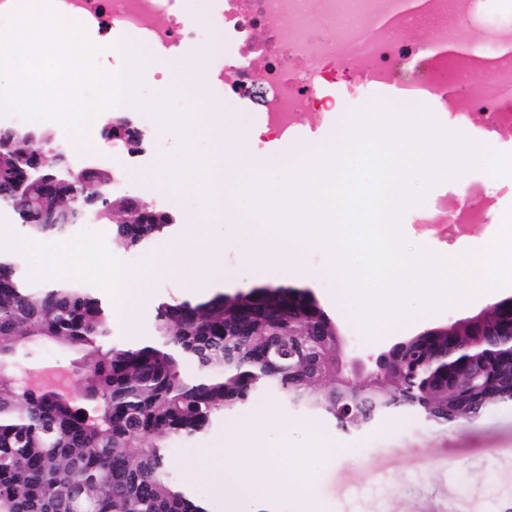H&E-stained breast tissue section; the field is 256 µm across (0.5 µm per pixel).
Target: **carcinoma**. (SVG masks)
<instances>
[{
    "mask_svg": "<svg viewBox=\"0 0 512 512\" xmlns=\"http://www.w3.org/2000/svg\"><path fill=\"white\" fill-rule=\"evenodd\" d=\"M0 137L11 142L0 149V208L29 235H70L91 216L119 212L113 243L130 250L170 227L151 206L107 195L97 173L87 188L46 178L16 194L22 169L39 156L50 173L54 155L23 131ZM154 322L152 340L118 346L111 308L91 289L33 288L0 254V512H208L173 482L171 446L263 390L346 431L404 407L462 425L512 402V335L493 308L481 324L455 320L413 340L357 383L338 376L329 321L286 287L163 301ZM47 344L80 355L79 393L28 386L17 374L20 359ZM187 362L197 367L191 377Z\"/></svg>",
    "mask_w": 512,
    "mask_h": 512,
    "instance_id": "obj_1",
    "label": "carcinoma"
}]
</instances>
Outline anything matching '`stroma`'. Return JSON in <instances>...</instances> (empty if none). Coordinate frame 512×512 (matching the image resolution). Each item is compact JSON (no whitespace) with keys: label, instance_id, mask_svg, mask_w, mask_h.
<instances>
[{"label":"stroma","instance_id":"obj_1","mask_svg":"<svg viewBox=\"0 0 512 512\" xmlns=\"http://www.w3.org/2000/svg\"><path fill=\"white\" fill-rule=\"evenodd\" d=\"M181 85L201 111L208 112L220 105L225 112L245 114L253 125L262 128L263 98L254 96L240 104L225 101L223 89L215 83L199 87L185 79ZM336 85L347 90L344 105L349 110L377 97L399 102V93L403 89L398 81L384 85L367 81L357 83L347 72L337 74ZM125 117L143 135L142 150L136 158L143 163L145 171L135 180L120 181L116 194L166 212L173 217L174 223L167 235L152 238L131 251L115 247L111 253L118 259L129 258L137 262L154 252L164 260L179 252L194 225L204 223L205 217L194 195L176 190L165 194L156 191L157 183L151 173L158 158L156 148L161 145L166 151H174L178 144L176 136L160 133L153 118L135 109H127ZM28 128L49 137L52 146L64 151L67 160L75 167L95 166L104 170L112 167L111 152L101 136V121H94L89 131L94 147L90 155L79 154L63 126L54 119L32 121ZM338 129L337 116L333 113L316 125L301 119L291 126L287 136L280 139L274 133L263 131L257 148L264 153L309 149L336 134ZM462 190L474 200L490 202V214L512 208V193L502 192L499 179L491 177L488 170L476 169L464 174L460 183L448 182L433 187L423 205L404 214L402 222L407 226L409 240L436 250L445 244L481 237L490 230V222L475 221L461 224L457 233L452 234L447 222L438 220V213L453 205ZM207 262V256L200 254L184 261L175 276L146 280L133 327L113 319V342H127V333L131 330L141 341L153 336L154 308L162 300L185 299L197 293L202 298H209V291L199 288ZM324 267L323 253L307 249L297 271L290 272L282 267L273 269L264 263L248 271L245 281L252 286L310 288L342 335L344 359L351 362L365 357L375 350L376 345L365 340L352 324L339 286L335 280L324 276ZM48 363L67 375L70 390H79L83 369L77 355L70 351L44 346L24 361L23 367L36 371ZM262 406L272 409L276 416L268 431L277 445H310L311 440L302 426L311 421V414L288 406L273 394H257L248 404L252 410ZM238 420V413L227 414L202 435L174 446L173 472L180 483L186 484L188 495L206 501L210 512L255 510L251 501L237 496L234 490L217 496L211 494L206 479H198L192 484L187 477L192 449L215 447L218 440L232 433ZM323 428L338 453L327 458L316 475L322 512H512V403L494 406L462 426L439 423L412 412H399L360 430L344 432L329 421L324 422Z\"/></svg>","mask_w":512,"mask_h":512}]
</instances>
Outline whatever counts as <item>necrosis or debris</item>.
<instances>
[{"label":"necrosis or debris","instance_id":"1","mask_svg":"<svg viewBox=\"0 0 512 512\" xmlns=\"http://www.w3.org/2000/svg\"><path fill=\"white\" fill-rule=\"evenodd\" d=\"M176 2L56 0L69 20L99 36L134 33L161 51L202 43L208 30H222L233 56L211 80L223 85L228 100L263 91L266 128L279 135L292 117L321 121L326 113L342 111L329 89L346 70L361 78L414 83L447 99L450 111L461 117L512 126V53L488 54L499 30L492 27L472 38L462 58L451 61L436 53L446 44L449 27L471 19L475 0H427L422 10L399 13L385 30L378 25L384 0H215V10L205 16L185 15ZM283 17L292 18V26H281ZM327 26L335 28L334 36L323 35ZM415 27L428 28L430 42L413 43ZM483 58L490 61L483 87L447 98L448 84L466 86L469 68Z\"/></svg>","mask_w":512,"mask_h":512}]
</instances>
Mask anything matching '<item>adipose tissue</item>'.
I'll list each match as a JSON object with an SVG mask.
<instances>
[{"mask_svg":"<svg viewBox=\"0 0 512 512\" xmlns=\"http://www.w3.org/2000/svg\"><path fill=\"white\" fill-rule=\"evenodd\" d=\"M273 420V412L265 408L246 412L222 447L193 449L190 474L206 475L215 494L235 486L241 496L257 503V512H276V504L284 497L294 502L296 512H318L315 475L332 452L321 442L322 428L316 422L305 426L318 439V446L285 452L264 430Z\"/></svg>","mask_w":512,"mask_h":512,"instance_id":"ef3b65f1","label":"adipose tissue"}]
</instances>
